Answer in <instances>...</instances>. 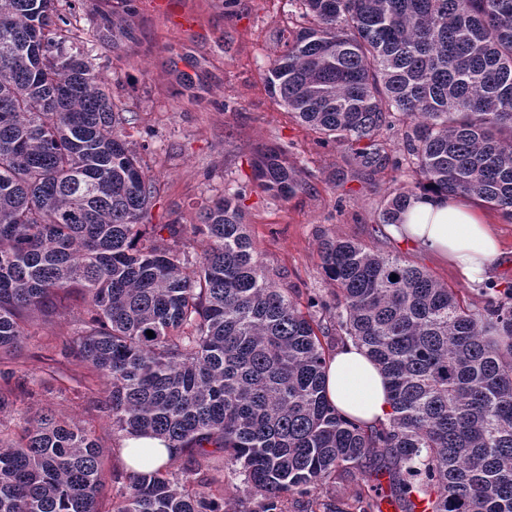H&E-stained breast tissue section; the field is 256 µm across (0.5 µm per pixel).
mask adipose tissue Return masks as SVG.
<instances>
[{
    "mask_svg": "<svg viewBox=\"0 0 512 512\" xmlns=\"http://www.w3.org/2000/svg\"><path fill=\"white\" fill-rule=\"evenodd\" d=\"M389 233L447 259L471 282L483 281L501 252L489 220L464 196L414 197L402 223L390 225ZM326 393L342 416L363 426L387 424L392 413L384 374L351 342L337 348L327 364Z\"/></svg>",
    "mask_w": 512,
    "mask_h": 512,
    "instance_id": "adipose-tissue-1",
    "label": "adipose tissue"
}]
</instances>
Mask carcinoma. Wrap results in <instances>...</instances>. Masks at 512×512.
I'll use <instances>...</instances> for the list:
<instances>
[{"label": "carcinoma", "instance_id": "cac0c4a2", "mask_svg": "<svg viewBox=\"0 0 512 512\" xmlns=\"http://www.w3.org/2000/svg\"><path fill=\"white\" fill-rule=\"evenodd\" d=\"M58 2L0 0V351H17L30 315L81 299L68 356L102 379L112 425L163 440L170 459L138 451L103 511L101 446L41 411L0 432V512H224L201 467L214 457L248 487L243 512H287L284 494L304 498L373 456L394 462L401 512L417 498L428 512H512V285L475 312L400 256L323 236L335 345L366 350L393 408L378 429L344 419L326 396L324 304L302 310L261 265L244 190L202 208L194 262L179 219L149 223L157 188L126 134L134 117L120 115ZM288 4L303 23L267 69L271 94L366 172L389 161L380 137L402 123L416 182L393 189L379 223H400L419 188L512 222V0ZM251 167L274 198L302 189L278 147Z\"/></svg>", "mask_w": 512, "mask_h": 512}]
</instances>
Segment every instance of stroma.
Returning <instances> with one entry per match:
<instances>
[{"label":"stroma","mask_w":512,"mask_h":512,"mask_svg":"<svg viewBox=\"0 0 512 512\" xmlns=\"http://www.w3.org/2000/svg\"><path fill=\"white\" fill-rule=\"evenodd\" d=\"M115 14L117 25L103 31L100 13ZM71 28L82 46L94 50L95 69L116 104L134 113L130 141L158 188L150 223L171 219L193 224L200 208L225 187L246 191L248 230L261 264L280 275L295 302L317 296V316L333 326L335 288L326 279L319 239L328 233L397 254L458 290L473 309L489 298L441 258L391 237L377 221L381 205L396 187L412 185L408 169L385 167L373 176L345 164L347 151L321 145L316 134L280 105L265 82L269 63L281 54L282 35L300 23L288 0H77ZM134 29L137 39L124 32ZM194 78L185 87L180 72ZM284 148L305 183L303 192L283 201L256 191L250 161L262 146ZM84 317L73 298L45 316L31 319L19 359L0 354V430L20 432L26 417L41 408L92 429L104 450L107 471L123 470L124 438L97 401L104 385L73 362L66 348ZM372 483L364 467L336 471L313 489L309 502L289 497L288 512H345Z\"/></svg>","instance_id":"1"}]
</instances>
